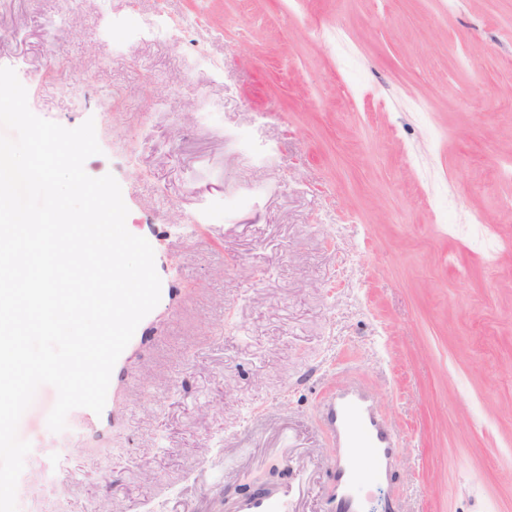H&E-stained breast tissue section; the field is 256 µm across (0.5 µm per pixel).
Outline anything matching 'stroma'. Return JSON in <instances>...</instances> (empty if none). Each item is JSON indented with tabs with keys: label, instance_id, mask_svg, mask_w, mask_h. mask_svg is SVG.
I'll return each instance as SVG.
<instances>
[{
	"label": "stroma",
	"instance_id": "35a3bbf8",
	"mask_svg": "<svg viewBox=\"0 0 512 512\" xmlns=\"http://www.w3.org/2000/svg\"><path fill=\"white\" fill-rule=\"evenodd\" d=\"M160 7L200 55L105 25ZM8 62L94 121L161 279L98 422L50 431L38 389L18 512H325L352 383L398 438L376 497L512 512V0H0ZM89 73L119 112L74 105ZM228 508L232 512H295L288 488H275L238 498Z\"/></svg>",
	"mask_w": 512,
	"mask_h": 512
}]
</instances>
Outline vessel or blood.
<instances>
[{"instance_id":"1","label":"vessel or blood","mask_w":512,"mask_h":512,"mask_svg":"<svg viewBox=\"0 0 512 512\" xmlns=\"http://www.w3.org/2000/svg\"><path fill=\"white\" fill-rule=\"evenodd\" d=\"M336 436L332 494L328 512H370L373 490L389 481L398 454L392 429L376 413L372 400L351 388L323 406ZM231 512H295L288 489L275 488L238 498Z\"/></svg>"}]
</instances>
